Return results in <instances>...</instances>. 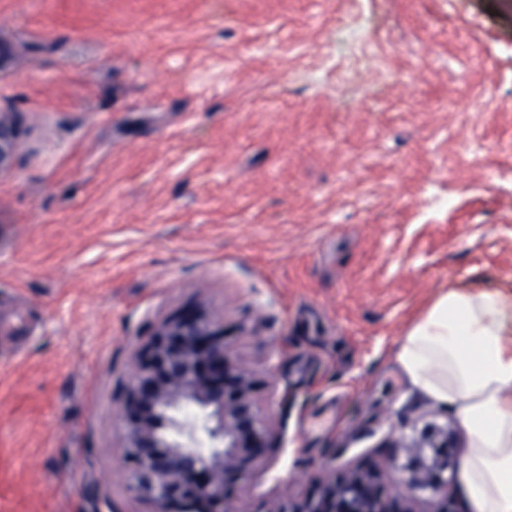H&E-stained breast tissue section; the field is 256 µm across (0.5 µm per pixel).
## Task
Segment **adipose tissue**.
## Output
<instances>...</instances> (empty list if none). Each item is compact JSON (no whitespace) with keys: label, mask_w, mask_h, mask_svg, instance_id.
I'll list each match as a JSON object with an SVG mask.
<instances>
[{"label":"adipose tissue","mask_w":512,"mask_h":512,"mask_svg":"<svg viewBox=\"0 0 512 512\" xmlns=\"http://www.w3.org/2000/svg\"><path fill=\"white\" fill-rule=\"evenodd\" d=\"M512 298L439 293L401 337L396 358L413 389L452 411L466 448L456 471L464 512H512Z\"/></svg>","instance_id":"obj_1"}]
</instances>
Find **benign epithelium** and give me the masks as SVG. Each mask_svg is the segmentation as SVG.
Here are the masks:
<instances>
[{
  "instance_id": "7a95c632",
  "label": "benign epithelium",
  "mask_w": 512,
  "mask_h": 512,
  "mask_svg": "<svg viewBox=\"0 0 512 512\" xmlns=\"http://www.w3.org/2000/svg\"><path fill=\"white\" fill-rule=\"evenodd\" d=\"M18 147L14 126L0 119V168ZM251 375L230 354L224 331L199 310L161 322L136 360L120 412L125 432L128 490L148 512H230L253 464L273 437L252 397ZM205 414L207 448L189 445L194 429L185 412ZM388 464L412 496L448 486V430L390 444ZM426 448H443L425 455ZM378 481L367 468L333 474L296 505L277 512H377Z\"/></svg>"
}]
</instances>
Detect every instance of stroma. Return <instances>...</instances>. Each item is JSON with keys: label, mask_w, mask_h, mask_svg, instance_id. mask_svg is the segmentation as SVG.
<instances>
[{"label": "stroma", "mask_w": 512, "mask_h": 512, "mask_svg": "<svg viewBox=\"0 0 512 512\" xmlns=\"http://www.w3.org/2000/svg\"><path fill=\"white\" fill-rule=\"evenodd\" d=\"M0 118V512H147L118 411L188 305L276 434L233 512L431 425L459 465L396 349L512 295V0H0ZM18 147V133L14 126L0 119V168L7 166Z\"/></svg>", "instance_id": "stroma-1"}]
</instances>
